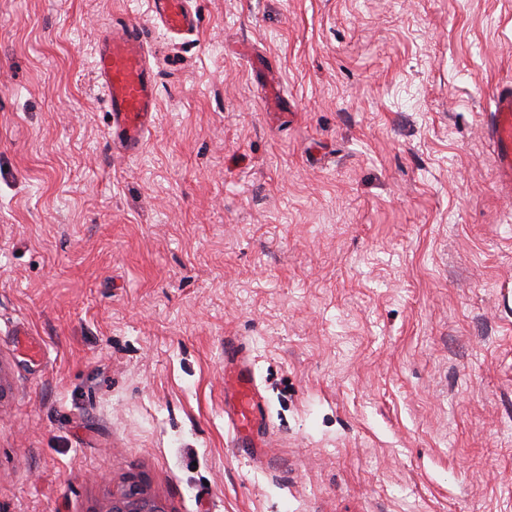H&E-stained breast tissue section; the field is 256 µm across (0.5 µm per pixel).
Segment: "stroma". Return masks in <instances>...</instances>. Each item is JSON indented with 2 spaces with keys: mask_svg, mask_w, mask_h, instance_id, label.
Wrapping results in <instances>:
<instances>
[{
  "mask_svg": "<svg viewBox=\"0 0 512 512\" xmlns=\"http://www.w3.org/2000/svg\"><path fill=\"white\" fill-rule=\"evenodd\" d=\"M0 0V512H512V0ZM142 26V148L91 68ZM251 353L267 457L224 424ZM149 12L168 33L182 34L199 24L186 0H149ZM487 133L494 147L499 181L512 191V88L502 86L494 95V110L487 118ZM93 512H166L162 503L152 499L142 482L132 476L120 490L113 491L105 508Z\"/></svg>",
  "mask_w": 512,
  "mask_h": 512,
  "instance_id": "obj_1",
  "label": "stroma"
}]
</instances>
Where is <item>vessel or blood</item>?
Here are the masks:
<instances>
[{
  "instance_id": "b4317fda",
  "label": "vessel or blood",
  "mask_w": 512,
  "mask_h": 512,
  "mask_svg": "<svg viewBox=\"0 0 512 512\" xmlns=\"http://www.w3.org/2000/svg\"><path fill=\"white\" fill-rule=\"evenodd\" d=\"M152 19L167 32L182 34L198 24L187 0H149ZM93 69L102 100L111 117L115 138L130 150H139L157 110V75L149 64V51L139 24L127 23L112 30L98 44ZM487 133L494 147L499 181L512 191V88L494 95V109L487 118ZM224 385L232 390L224 406V419L243 456L255 460L267 448L268 406L257 382L254 363L246 346L224 344Z\"/></svg>"
}]
</instances>
